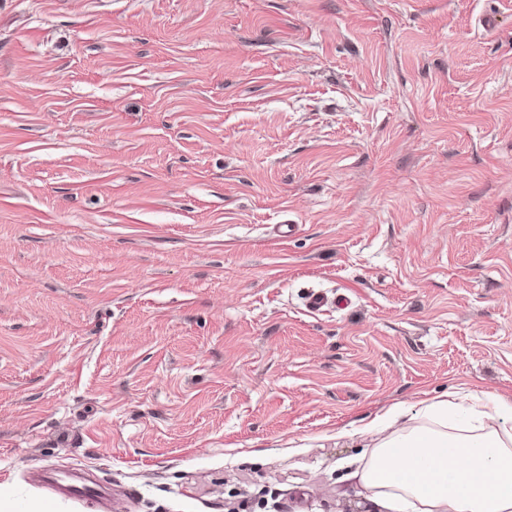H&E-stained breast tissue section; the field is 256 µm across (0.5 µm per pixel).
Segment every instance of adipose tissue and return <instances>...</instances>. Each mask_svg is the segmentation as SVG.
<instances>
[{
  "instance_id": "adipose-tissue-1",
  "label": "adipose tissue",
  "mask_w": 512,
  "mask_h": 512,
  "mask_svg": "<svg viewBox=\"0 0 512 512\" xmlns=\"http://www.w3.org/2000/svg\"><path fill=\"white\" fill-rule=\"evenodd\" d=\"M448 399L422 400L413 423L400 406L365 424L372 455L359 472L384 512H512V431L501 428L503 400L470 401V417L448 429Z\"/></svg>"
}]
</instances>
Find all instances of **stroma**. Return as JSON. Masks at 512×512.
<instances>
[{
    "mask_svg": "<svg viewBox=\"0 0 512 512\" xmlns=\"http://www.w3.org/2000/svg\"><path fill=\"white\" fill-rule=\"evenodd\" d=\"M456 392L512 402V0H0L1 490L372 512L356 428Z\"/></svg>",
    "mask_w": 512,
    "mask_h": 512,
    "instance_id": "35a3bbf8",
    "label": "stroma"
}]
</instances>
